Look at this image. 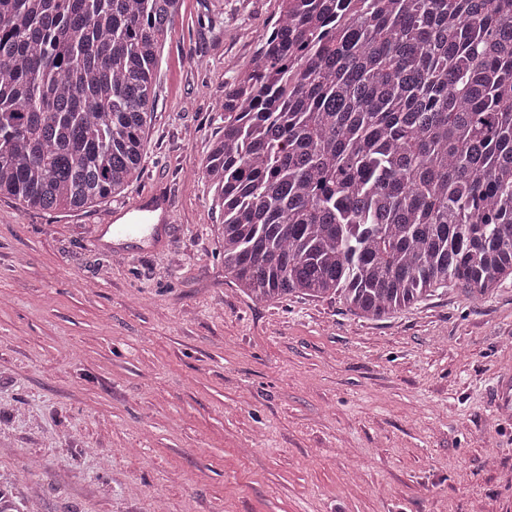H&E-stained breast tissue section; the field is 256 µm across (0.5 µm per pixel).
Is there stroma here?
<instances>
[{
	"instance_id": "1",
	"label": "stroma",
	"mask_w": 512,
	"mask_h": 512,
	"mask_svg": "<svg viewBox=\"0 0 512 512\" xmlns=\"http://www.w3.org/2000/svg\"><path fill=\"white\" fill-rule=\"evenodd\" d=\"M279 0H183L125 191L79 212L0 196V483L22 512H512V278L382 320L250 300L200 171ZM162 191L166 246H97ZM487 397L495 407L500 408V411L509 412L512 407V374L508 371L499 373Z\"/></svg>"
}]
</instances>
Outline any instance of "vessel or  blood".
Instances as JSON below:
<instances>
[{
  "mask_svg": "<svg viewBox=\"0 0 512 512\" xmlns=\"http://www.w3.org/2000/svg\"><path fill=\"white\" fill-rule=\"evenodd\" d=\"M172 220L171 204L161 194L143 196L139 201L114 213V221L105 225L100 239L115 252H123L128 238L140 242H155ZM489 401L501 411L512 410V373L498 374L495 385L488 392Z\"/></svg>",
  "mask_w": 512,
  "mask_h": 512,
  "instance_id": "b4317fda",
  "label": "vessel or blood"
}]
</instances>
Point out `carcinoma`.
<instances>
[{
    "instance_id": "obj_1",
    "label": "carcinoma",
    "mask_w": 512,
    "mask_h": 512,
    "mask_svg": "<svg viewBox=\"0 0 512 512\" xmlns=\"http://www.w3.org/2000/svg\"><path fill=\"white\" fill-rule=\"evenodd\" d=\"M182 0H0V196L80 211L139 176ZM202 175L255 302L369 320L512 276V0H280Z\"/></svg>"
}]
</instances>
